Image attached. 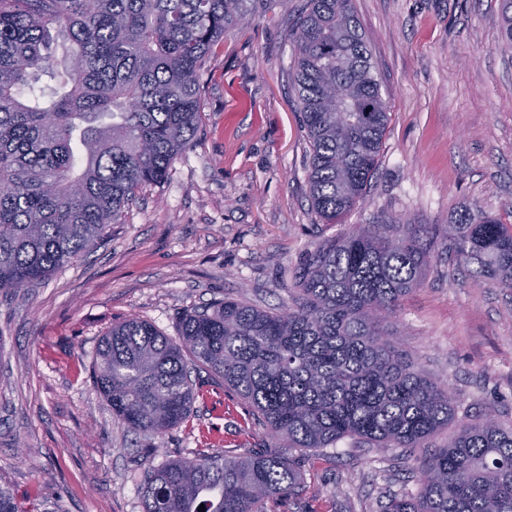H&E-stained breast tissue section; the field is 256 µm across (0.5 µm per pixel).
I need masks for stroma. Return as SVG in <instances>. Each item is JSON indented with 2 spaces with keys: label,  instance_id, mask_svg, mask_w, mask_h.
<instances>
[{
  "label": "stroma",
  "instance_id": "35a3bbf8",
  "mask_svg": "<svg viewBox=\"0 0 512 512\" xmlns=\"http://www.w3.org/2000/svg\"><path fill=\"white\" fill-rule=\"evenodd\" d=\"M390 120L360 206L319 222L310 145L292 89V30L307 0L231 27L204 75L202 122L167 179L144 189L104 243L35 288L0 293V482L23 512H143L138 449L158 460L268 443L221 385L187 425L129 431L95 388L99 340L137 317L177 337L183 314L234 298L290 300L316 244L374 216L445 226L464 205L512 223V45L500 0H354ZM401 349L455 397L458 418L512 424V293L477 286L436 253L394 324ZM418 458L357 438L307 453L297 496L269 512H382L416 491Z\"/></svg>",
  "mask_w": 512,
  "mask_h": 512
}]
</instances>
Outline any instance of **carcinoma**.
Segmentation results:
<instances>
[{
    "mask_svg": "<svg viewBox=\"0 0 512 512\" xmlns=\"http://www.w3.org/2000/svg\"><path fill=\"white\" fill-rule=\"evenodd\" d=\"M277 0H0V292L36 286L101 243L164 181L201 122L202 80L224 33ZM293 87L310 144L308 197L324 224L363 199L390 120L354 0H308ZM54 80L50 91L42 75ZM448 252L476 285L512 292V225L463 206L434 224L374 217L318 243L279 309L226 298L186 313L178 338L131 317L98 344L94 379L129 430L188 423L202 371L235 392L271 446L139 455L144 512H266L296 495L299 456L357 437L416 449L456 419L448 386L417 368L391 318ZM417 491L383 512H512V428L461 422L423 458ZM0 512H21L0 482Z\"/></svg>",
    "mask_w": 512,
    "mask_h": 512,
    "instance_id": "carcinoma-1",
    "label": "carcinoma"
}]
</instances>
